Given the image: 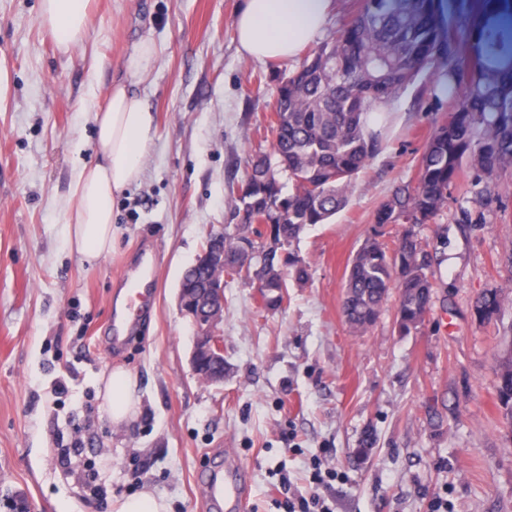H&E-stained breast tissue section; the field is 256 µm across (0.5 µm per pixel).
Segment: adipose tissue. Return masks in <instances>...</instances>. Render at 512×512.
Wrapping results in <instances>:
<instances>
[{
    "instance_id": "obj_1",
    "label": "adipose tissue",
    "mask_w": 512,
    "mask_h": 512,
    "mask_svg": "<svg viewBox=\"0 0 512 512\" xmlns=\"http://www.w3.org/2000/svg\"><path fill=\"white\" fill-rule=\"evenodd\" d=\"M332 8L333 0H243L235 18L239 50L258 61L293 58L322 29ZM38 20L55 35L59 48L69 51L86 36L88 0H40ZM156 138L144 100L126 84L113 85L107 107L95 114L100 156L78 171L66 211L65 237L83 261L95 263L111 250L113 198L140 180ZM136 389L131 373L113 368L103 389L113 425L136 415Z\"/></svg>"
}]
</instances>
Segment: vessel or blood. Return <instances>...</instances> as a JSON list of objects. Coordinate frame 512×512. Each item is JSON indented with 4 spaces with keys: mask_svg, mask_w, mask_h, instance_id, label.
I'll return each instance as SVG.
<instances>
[{
    "mask_svg": "<svg viewBox=\"0 0 512 512\" xmlns=\"http://www.w3.org/2000/svg\"><path fill=\"white\" fill-rule=\"evenodd\" d=\"M155 290L151 279L129 278L122 293L112 306L113 351H123L138 320V313L151 301ZM203 508L205 512H247L250 500L248 475L234 452L225 451L207 472L203 480Z\"/></svg>",
    "mask_w": 512,
    "mask_h": 512,
    "instance_id": "vessel-or-blood-1",
    "label": "vessel or blood"
}]
</instances>
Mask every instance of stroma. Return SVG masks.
Here are the masks:
<instances>
[{"mask_svg":"<svg viewBox=\"0 0 512 512\" xmlns=\"http://www.w3.org/2000/svg\"><path fill=\"white\" fill-rule=\"evenodd\" d=\"M40 0H0V496L22 492L35 512H113L151 490L169 512H203L201 469L238 453L250 512H283L285 490L332 512H512V428L495 405L499 361L512 351V292L497 322L476 298L512 283V169L472 200L463 168L428 224L375 226L380 205L414 182L425 144L451 101L441 67L375 105L379 149L327 224L293 250L309 265L280 308L255 283L225 277L224 382L191 371L192 329L177 308L183 271L210 234L236 224L238 192L280 78L299 59L244 57L234 19L242 0H90L82 44L64 52L38 22ZM153 42L135 85L157 127L140 181L112 208V250L88 265L64 238L79 169L95 161L93 114L136 46ZM388 246L413 230L429 254L430 316L409 334L389 295L364 333L346 324V266L372 230ZM155 255V300L122 352L103 341L112 292L141 245ZM125 367L139 409L113 426L102 378ZM336 470L313 484V460Z\"/></svg>","mask_w":512,"mask_h":512,"instance_id":"stroma-1","label":"stroma"}]
</instances>
